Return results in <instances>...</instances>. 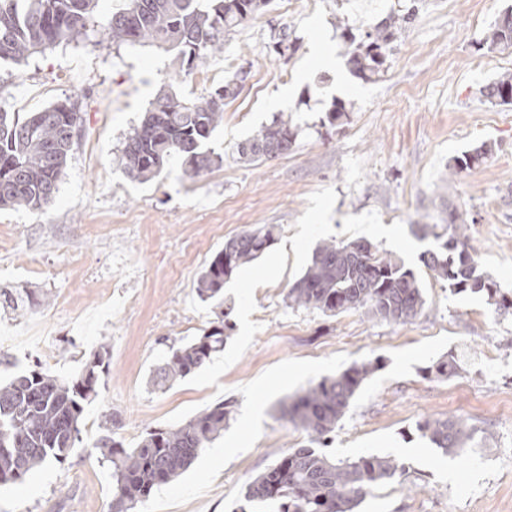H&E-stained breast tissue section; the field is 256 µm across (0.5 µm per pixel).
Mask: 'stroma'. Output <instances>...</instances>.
<instances>
[{"mask_svg": "<svg viewBox=\"0 0 512 512\" xmlns=\"http://www.w3.org/2000/svg\"><path fill=\"white\" fill-rule=\"evenodd\" d=\"M410 0H271L225 34L224 50L182 73L173 52L150 43L88 39L0 63V110L34 112L85 98L81 137L44 214L0 209V294H44L42 305L0 307V381L41 366L71 376L107 347L108 371L86 406L81 442L62 464L36 468L0 487V512H111L112 465L95 446L104 422L129 448L156 428L179 426L217 403L230 410L223 435L137 512H240L244 488L305 432L280 419L278 401L353 363L376 369L337 423L331 458L388 456L400 475L375 487L357 512H512V312L486 296L454 294L419 255L415 224L456 214L478 263L512 294V105L486 102L483 87L512 72V49L481 41L512 0H422L368 79L347 65L350 30L363 37ZM337 68L314 64L320 30ZM288 38L291 48L274 45ZM247 72L224 101L207 142L220 167L189 178L172 160L154 180L125 172L127 139L158 94L208 96ZM287 92V107L269 102ZM349 114L330 125L336 101ZM289 120L288 153L243 163L234 147L274 120ZM487 144L488 159L456 173L454 159ZM369 240L420 278L426 305L406 324L361 311L328 316L289 306L287 293L323 242ZM265 225L273 245L224 285L233 329L222 353L165 389L152 378L170 346L210 327L213 303L198 278L225 239ZM458 358L449 376L438 362ZM453 417L474 432L459 453L434 448L418 421Z\"/></svg>", "mask_w": 512, "mask_h": 512, "instance_id": "obj_1", "label": "stroma"}]
</instances>
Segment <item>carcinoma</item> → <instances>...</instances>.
<instances>
[{
  "label": "carcinoma",
  "mask_w": 512,
  "mask_h": 512,
  "mask_svg": "<svg viewBox=\"0 0 512 512\" xmlns=\"http://www.w3.org/2000/svg\"><path fill=\"white\" fill-rule=\"evenodd\" d=\"M271 0H129L126 8L104 23L96 19L99 0H0V61L19 63L61 43L83 40L97 26L115 44L152 43L177 51L180 70L224 48V33L262 12ZM417 7L379 23L350 52L352 71L364 78L384 65L386 48L414 19ZM483 45L490 52L512 48V32L494 23ZM243 78L232 79L207 97L189 99L160 94L129 137L122 164L138 181L155 178L175 157L184 173L201 176L221 162L205 148L224 119V99L237 93ZM492 104H512V73L505 72L485 87ZM76 110L54 103L24 114L0 112V209L24 208L43 214L55 203L75 144L71 132L81 127L82 101L65 99ZM291 125L277 119L235 146L238 159L252 163L288 152L295 143ZM483 144L454 158V170L470 169L488 157ZM414 233L433 236L437 248L421 261L453 294L481 293L499 310L512 309V299L478 269L469 252L464 227L448 213V225L437 233L418 224ZM274 241L273 229L244 231L224 241L202 271L197 293L203 301L224 294V284L242 265L261 256ZM288 304L316 309L329 316L363 310L381 320L404 324L423 310L424 291L413 270L369 241L324 242L288 290ZM230 330L224 313L190 342L170 348L160 368L164 382L183 379L203 368L224 350ZM102 346L81 373L59 376L41 369L15 374L0 385V485L25 481L35 468L65 461L80 441L85 405L98 396L106 366ZM376 369L371 362L354 363L288 400L278 403L282 417L302 429L310 445L291 448L250 481L244 499L254 508L277 505L278 512H355L374 486L392 478L401 465L378 455L353 461L334 460L312 444H323L348 411L358 390ZM230 411L220 402L186 423L147 433L130 449L111 434L96 447L112 463V512H134L152 491L180 476L203 448L224 432ZM421 435L444 452L462 447L470 433L459 419H434L418 424Z\"/></svg>",
  "instance_id": "cac0c4a2"
}]
</instances>
